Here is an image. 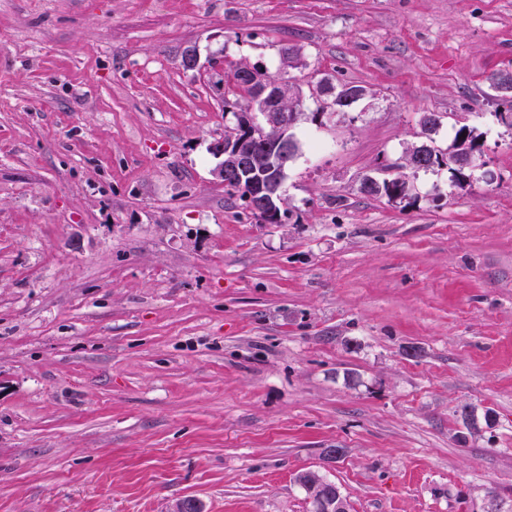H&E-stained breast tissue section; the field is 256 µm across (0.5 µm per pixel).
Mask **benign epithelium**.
Returning <instances> with one entry per match:
<instances>
[{"instance_id": "7a95c632", "label": "benign epithelium", "mask_w": 512, "mask_h": 512, "mask_svg": "<svg viewBox=\"0 0 512 512\" xmlns=\"http://www.w3.org/2000/svg\"><path fill=\"white\" fill-rule=\"evenodd\" d=\"M251 80L253 104L251 109L237 113V129L223 141L213 144L212 153L223 158L215 170V176L229 182H248L250 192L246 201L259 216L269 220L279 216L276 197L280 196L282 182L271 176L276 170L284 171L294 160L289 131L295 124L296 113L303 104L302 95H296L294 105L284 109L280 89L266 82L253 68L240 72ZM263 113L262 123H256L254 112ZM274 130L277 135H269ZM457 165L473 179L486 176L485 163L478 150H466L457 157ZM313 498L325 506V512H347L345 498L338 494L327 495L323 479L308 474Z\"/></svg>"}]
</instances>
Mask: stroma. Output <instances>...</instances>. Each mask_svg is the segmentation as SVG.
<instances>
[{
  "mask_svg": "<svg viewBox=\"0 0 512 512\" xmlns=\"http://www.w3.org/2000/svg\"><path fill=\"white\" fill-rule=\"evenodd\" d=\"M242 62L304 96L279 224L213 174ZM501 69L512 0H0V512H312L306 471L350 512H512ZM324 76L368 93L317 123ZM424 112L492 181L362 193Z\"/></svg>",
  "mask_w": 512,
  "mask_h": 512,
  "instance_id": "stroma-1",
  "label": "stroma"
}]
</instances>
